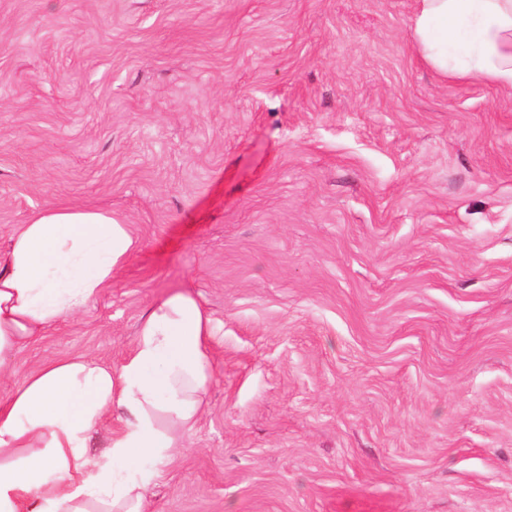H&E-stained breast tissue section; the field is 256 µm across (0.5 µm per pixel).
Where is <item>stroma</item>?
Wrapping results in <instances>:
<instances>
[{"mask_svg":"<svg viewBox=\"0 0 512 512\" xmlns=\"http://www.w3.org/2000/svg\"><path fill=\"white\" fill-rule=\"evenodd\" d=\"M414 8L0 0V252L52 205L140 243L0 399L187 291L212 382L151 512H512V95Z\"/></svg>","mask_w":512,"mask_h":512,"instance_id":"35a3bbf8","label":"stroma"}]
</instances>
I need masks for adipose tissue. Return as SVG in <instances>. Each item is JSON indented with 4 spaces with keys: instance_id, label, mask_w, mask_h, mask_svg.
Returning a JSON list of instances; mask_svg holds the SVG:
<instances>
[{
    "instance_id": "ef3b65f1",
    "label": "adipose tissue",
    "mask_w": 512,
    "mask_h": 512,
    "mask_svg": "<svg viewBox=\"0 0 512 512\" xmlns=\"http://www.w3.org/2000/svg\"><path fill=\"white\" fill-rule=\"evenodd\" d=\"M415 2L416 51L440 77L512 89V0ZM137 248L102 210L51 206L18 225L0 253V369L100 296ZM213 334L177 292L151 306L119 366L79 356L26 375L0 400V512H148V486L204 412Z\"/></svg>"
}]
</instances>
